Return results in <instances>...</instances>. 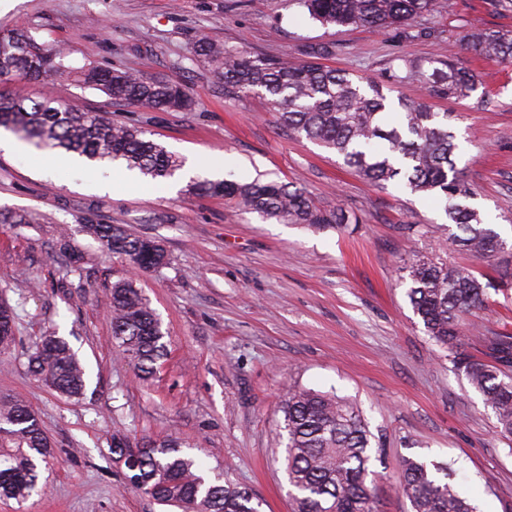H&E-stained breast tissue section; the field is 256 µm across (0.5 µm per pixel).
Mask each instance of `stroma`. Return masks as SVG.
<instances>
[{
    "label": "stroma",
    "instance_id": "35a3bbf8",
    "mask_svg": "<svg viewBox=\"0 0 512 512\" xmlns=\"http://www.w3.org/2000/svg\"><path fill=\"white\" fill-rule=\"evenodd\" d=\"M512 31V0H435L431 13L386 33L325 27L293 0H9L0 30L31 33L64 46L72 67L92 62L189 85V112L151 111L51 76L18 85L85 112L107 111L134 124L197 175L249 181L257 175L304 188L320 205L345 210L346 233L313 232L265 221L224 199L188 194L180 179L135 183L125 168L42 163L21 142L0 150V211L24 210L31 224H0V302L16 319V341L0 357V396L24 402L55 454L41 470L44 494L25 505L0 499V512H172L127 485L112 453L116 434L175 438L191 456L229 472L263 502L292 512L279 406L289 386L354 402L373 435L369 468L377 512H411L398 490L400 461L446 466L475 512H512V439L468 382L452 354L426 335L400 281L417 255L494 267L448 248L442 207L399 183L370 185L320 146L280 128L264 97L230 98L193 55L200 37L247 56L304 60L328 44L325 65L386 83L405 61L460 59L481 91L464 100L432 99L452 112L458 168L473 203L512 244V65L468 53L462 30ZM123 225L161 241L169 262L138 286L170 344L152 379H139L112 339L103 307L131 267L101 255L88 224ZM81 254L66 263L61 249ZM462 348L484 356V338L512 324V283L489 292V308ZM56 332L87 372L79 400L63 397L27 371L41 336Z\"/></svg>",
    "mask_w": 512,
    "mask_h": 512
}]
</instances>
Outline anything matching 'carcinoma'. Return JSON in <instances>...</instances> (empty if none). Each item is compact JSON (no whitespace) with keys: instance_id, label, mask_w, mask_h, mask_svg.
I'll list each match as a JSON object with an SVG mask.
<instances>
[{"instance_id":"carcinoma-1","label":"carcinoma","mask_w":512,"mask_h":512,"mask_svg":"<svg viewBox=\"0 0 512 512\" xmlns=\"http://www.w3.org/2000/svg\"><path fill=\"white\" fill-rule=\"evenodd\" d=\"M310 18L328 26H355L381 31L407 26L432 10L434 0H295ZM465 49L487 61L512 63V33L467 30ZM194 54L224 81V95L260 92L268 98L279 125L336 155L367 183L400 180L443 206L448 243L476 260L497 261L504 278L512 276V255L502 239L469 203L474 191L463 179L454 156L451 115L433 112L421 101L400 100L393 106L384 86L315 61L244 57L207 37L197 40ZM62 49H45L25 32L0 35V83L14 76L39 81L50 73L74 78L112 100L165 112H188L195 106L190 87L155 80L129 69L93 63L65 64ZM396 79L418 82L430 94L463 100L479 89L477 76L464 63L429 59L405 64ZM24 135L37 146L75 153L91 162H120L153 179H167L182 160L134 125L112 121L108 113L78 112L54 97L31 99L0 94V128ZM195 195L231 200L244 213L264 220L299 224L312 231L339 232L351 223L341 208L316 205L301 188L285 183L201 179L188 185ZM85 231L106 254L126 257L141 271L167 264L162 244L115 224H87ZM401 282L424 331L454 355L470 385L493 410L500 433L512 436V335L487 339L492 361L460 351L469 317L486 307L491 283L475 271L446 260L414 259L402 267ZM112 336L139 377H152L168 354L162 323L133 278L112 284L108 293ZM15 317L3 322L0 356L14 344ZM28 372L50 389L71 399L86 387L85 369L63 338L50 335L34 346ZM282 429L287 433L285 470L297 491L293 512H376L373 489L366 483L372 434L350 401L334 394L292 387L282 400ZM137 452L132 486L157 503L179 512H260L262 502L246 487L218 473L209 475L174 439L133 444L112 436V454L121 459ZM54 451L29 408L0 400V498L24 505L38 494L39 467ZM400 492L413 512H473L468 491L434 476L425 463L401 461Z\"/></svg>"}]
</instances>
